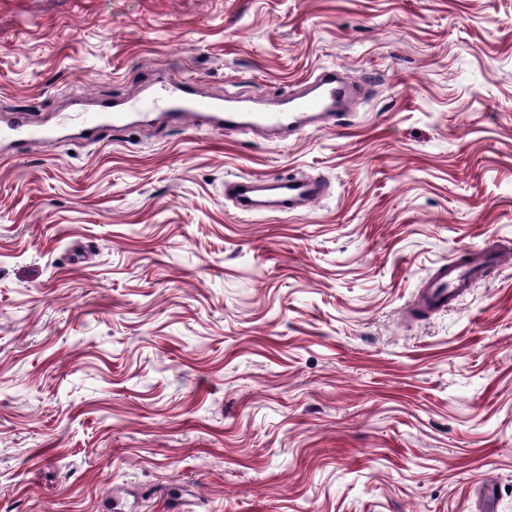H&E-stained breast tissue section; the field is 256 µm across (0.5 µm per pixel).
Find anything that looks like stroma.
Returning <instances> with one entry per match:
<instances>
[{"label": "stroma", "instance_id": "1", "mask_svg": "<svg viewBox=\"0 0 512 512\" xmlns=\"http://www.w3.org/2000/svg\"><path fill=\"white\" fill-rule=\"evenodd\" d=\"M365 94L285 140L130 116L0 155V512H512V0H0V125ZM323 176L244 215L241 175ZM503 262L415 316L442 263Z\"/></svg>", "mask_w": 512, "mask_h": 512}]
</instances>
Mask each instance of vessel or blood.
<instances>
[{
    "label": "vessel or blood",
    "instance_id": "b4317fda",
    "mask_svg": "<svg viewBox=\"0 0 512 512\" xmlns=\"http://www.w3.org/2000/svg\"><path fill=\"white\" fill-rule=\"evenodd\" d=\"M355 92V86L338 81L335 72L329 69L307 78L304 92L292 93L276 100L272 108L262 110L249 106L223 107L211 97L199 94L193 84L185 80H170L160 87L162 97L185 123L204 119L220 131L248 128L297 136L318 122L338 127L345 124L349 118L345 105ZM325 191L321 180L293 175L267 180L242 177L232 184L238 208L249 214H293L299 207L322 199ZM493 261V254L475 249L466 261L454 260L441 265L423 288L420 306L427 310L446 307Z\"/></svg>",
    "mask_w": 512,
    "mask_h": 512
}]
</instances>
